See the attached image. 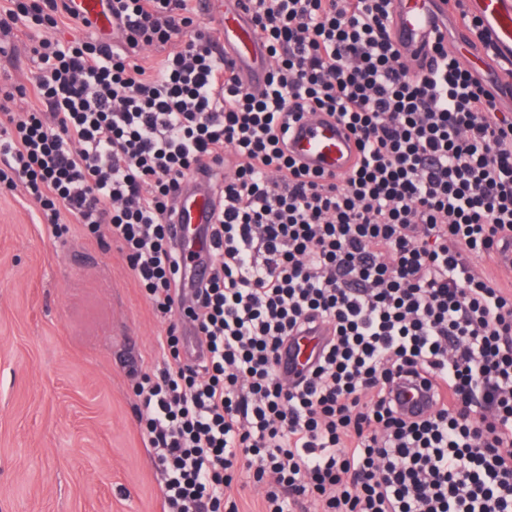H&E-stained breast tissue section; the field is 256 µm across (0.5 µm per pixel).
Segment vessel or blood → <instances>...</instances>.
<instances>
[{
  "label": "vessel or blood",
  "mask_w": 512,
  "mask_h": 512,
  "mask_svg": "<svg viewBox=\"0 0 512 512\" xmlns=\"http://www.w3.org/2000/svg\"><path fill=\"white\" fill-rule=\"evenodd\" d=\"M108 0H68L79 16L90 19L94 31L111 25ZM467 9L483 22L497 59L512 70V0H468ZM390 36L403 57L419 66H429L434 58L430 50L443 34V17L448 13L446 0H392ZM224 41L237 58L255 57L258 37L240 9L226 11L223 19ZM288 150L310 170L343 175L352 163L354 144L347 130L336 121L312 116L302 120L288 138ZM215 201L200 180L188 182L176 202L172 233L176 240H193L196 251H210L208 238L198 236L201 225L210 223ZM311 355L306 344L294 343L282 351L281 367L296 373Z\"/></svg>",
  "instance_id": "obj_1"
}]
</instances>
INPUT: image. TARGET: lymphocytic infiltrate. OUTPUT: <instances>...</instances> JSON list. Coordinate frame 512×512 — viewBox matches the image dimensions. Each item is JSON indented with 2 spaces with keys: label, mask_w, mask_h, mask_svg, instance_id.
<instances>
[{
  "label": "lymphocytic infiltrate",
  "mask_w": 512,
  "mask_h": 512,
  "mask_svg": "<svg viewBox=\"0 0 512 512\" xmlns=\"http://www.w3.org/2000/svg\"><path fill=\"white\" fill-rule=\"evenodd\" d=\"M11 2L6 33L69 11ZM237 5L269 63L258 88L192 0H111L122 50L40 39L41 109L0 92V187L52 235L69 215L116 243L170 320L163 368L134 373L162 512H238L243 477L264 512H512V289L473 263L512 250V112L443 42L434 70L413 69L391 0ZM317 112L354 138L342 177L288 153ZM220 170L199 281L170 221L187 180ZM315 333L288 380L281 348ZM418 378L436 405L410 417L398 400Z\"/></svg>",
  "instance_id": "1"
}]
</instances>
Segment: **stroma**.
Returning a JSON list of instances; mask_svg holds the SVG:
<instances>
[{"label": "stroma", "instance_id": "stroma-1", "mask_svg": "<svg viewBox=\"0 0 512 512\" xmlns=\"http://www.w3.org/2000/svg\"><path fill=\"white\" fill-rule=\"evenodd\" d=\"M36 39L0 40V86L38 72ZM34 211L0 192V512H159L132 372L161 364L167 323L116 244L49 237Z\"/></svg>", "mask_w": 512, "mask_h": 512}]
</instances>
